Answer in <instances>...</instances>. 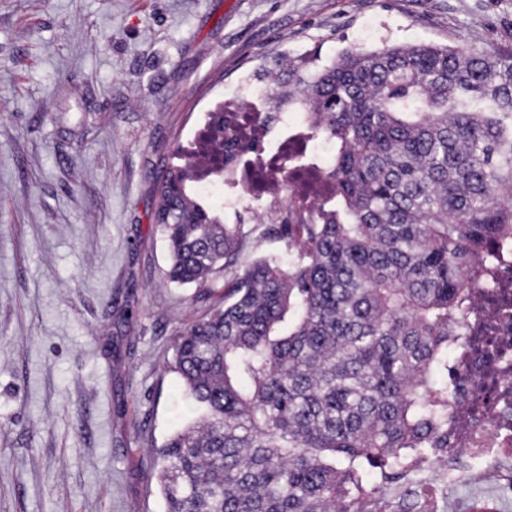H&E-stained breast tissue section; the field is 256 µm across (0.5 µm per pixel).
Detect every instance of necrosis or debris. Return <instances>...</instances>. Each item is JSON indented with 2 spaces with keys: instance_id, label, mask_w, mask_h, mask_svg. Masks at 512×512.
<instances>
[{
  "instance_id": "necrosis-or-debris-1",
  "label": "necrosis or debris",
  "mask_w": 512,
  "mask_h": 512,
  "mask_svg": "<svg viewBox=\"0 0 512 512\" xmlns=\"http://www.w3.org/2000/svg\"><path fill=\"white\" fill-rule=\"evenodd\" d=\"M270 107L263 91L216 105L226 131L240 137L257 136L270 148L269 162L260 165L237 156L220 164L226 207L249 196L258 201L262 212H279L282 189L287 185L308 198L316 196L326 163L310 146L309 114L272 112L270 122L256 123V115L271 111ZM300 149L309 150L310 165L302 170L284 168L282 158ZM472 307L477 318L459 325L448 349V375L456 384L455 395L448 398V431L432 460L414 458L406 466L410 475L435 462L445 466L438 484L414 488L417 512H440V494H464L485 483L493 486L495 502L512 501V314L503 315L490 307L482 287Z\"/></svg>"
}]
</instances>
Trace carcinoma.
<instances>
[{"instance_id":"carcinoma-1","label":"carcinoma","mask_w":512,"mask_h":512,"mask_svg":"<svg viewBox=\"0 0 512 512\" xmlns=\"http://www.w3.org/2000/svg\"><path fill=\"white\" fill-rule=\"evenodd\" d=\"M274 111L334 146L317 204L269 232L291 259L235 270L245 232L194 153L157 183L167 282L224 300L177 330L188 414L157 450L165 512H384L383 485L448 423V327L512 238V48L352 47L285 63Z\"/></svg>"}]
</instances>
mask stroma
Masks as SVG:
<instances>
[{
  "mask_svg": "<svg viewBox=\"0 0 512 512\" xmlns=\"http://www.w3.org/2000/svg\"><path fill=\"white\" fill-rule=\"evenodd\" d=\"M512 47V0H0V512H163L170 284L156 180L281 56Z\"/></svg>",
  "mask_w": 512,
  "mask_h": 512,
  "instance_id": "35a3bbf8",
  "label": "stroma"
}]
</instances>
